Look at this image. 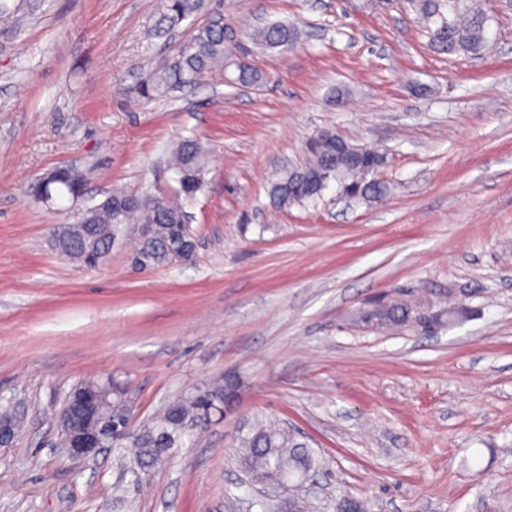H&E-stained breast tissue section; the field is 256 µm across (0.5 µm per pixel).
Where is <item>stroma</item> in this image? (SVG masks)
I'll return each mask as SVG.
<instances>
[{"instance_id": "stroma-1", "label": "stroma", "mask_w": 512, "mask_h": 512, "mask_svg": "<svg viewBox=\"0 0 512 512\" xmlns=\"http://www.w3.org/2000/svg\"><path fill=\"white\" fill-rule=\"evenodd\" d=\"M210 5L166 38L161 0H45L0 33V407L26 420L0 447V512H283L242 482L238 437L258 420L322 461L299 491L310 512H512V9L483 0L494 40L467 57L435 53L410 0ZM213 14L260 82L215 74L143 97L145 74ZM265 21L299 24L303 42L260 49L248 33ZM325 129L385 153L389 196L348 202L332 182L274 208L272 183ZM186 137L205 150L191 196L167 165ZM63 166L88 200L179 197L191 261L134 270L135 224L98 267L59 254L50 227L71 202L31 187ZM397 302L406 326L362 321ZM452 302L469 310L453 325ZM108 378L139 425L212 383L237 389L140 482L111 453L58 446L68 392Z\"/></svg>"}]
</instances>
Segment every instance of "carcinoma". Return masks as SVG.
Instances as JSON below:
<instances>
[{
  "label": "carcinoma",
  "mask_w": 512,
  "mask_h": 512,
  "mask_svg": "<svg viewBox=\"0 0 512 512\" xmlns=\"http://www.w3.org/2000/svg\"><path fill=\"white\" fill-rule=\"evenodd\" d=\"M39 0H0V20L20 23L40 8ZM431 47L440 54L478 56L491 45L488 36L490 18L482 0H414ZM207 8V0H162L155 32L167 33L182 22L196 18ZM251 39L266 51H284L297 44L298 29L288 22H268L251 32ZM235 67V81L242 85L259 82L257 71L240 65L224 47V25L220 19L210 21L196 30L164 67L151 72L143 84L146 98L167 96L184 87L195 85L215 72ZM309 158L286 170L271 186L270 196L278 208L310 203L320 198L324 187L321 175L331 172L339 192L355 197L382 200L389 186L379 180L366 179L359 155L365 153L385 164L383 153L350 143L341 135L334 140H314L308 147ZM171 166L177 175L180 191L192 195L200 190L204 174V150L194 138L176 143ZM43 188L73 195L66 171L59 170L47 179ZM140 206L125 208L122 223L135 221L151 225L148 238L140 239L135 258L144 266L170 264L193 253L195 241L187 224L186 214L175 200L141 194ZM91 224L77 230L60 246L62 255L80 264L90 253L99 259L89 263L98 266L108 255L112 232V206L100 207L89 214ZM411 318L410 308L384 305L362 314V319L378 327L401 326ZM230 383L198 389L182 396L134 433L128 441L112 444L113 451L128 461L133 470L150 471L167 457L170 449L178 447L194 422L203 414L224 406L229 398ZM245 452L241 459L250 478L277 482L294 473H308L319 466L314 452L299 441V434L274 423L259 422L241 438Z\"/></svg>",
  "instance_id": "cac0c4a2"
}]
</instances>
